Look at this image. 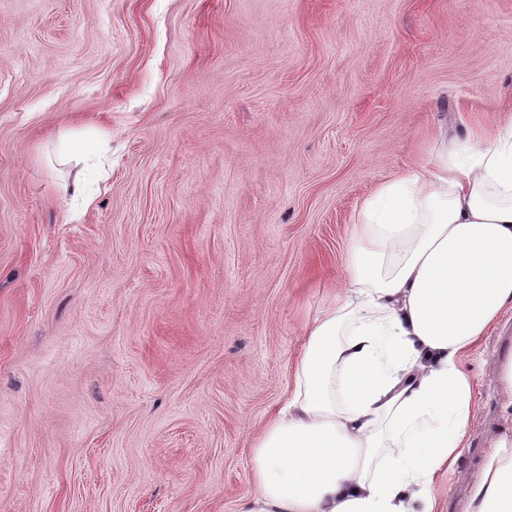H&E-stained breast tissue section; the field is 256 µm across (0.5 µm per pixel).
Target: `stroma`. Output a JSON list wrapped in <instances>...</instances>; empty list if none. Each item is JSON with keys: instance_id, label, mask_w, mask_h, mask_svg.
Listing matches in <instances>:
<instances>
[{"instance_id": "35a3bbf8", "label": "stroma", "mask_w": 512, "mask_h": 512, "mask_svg": "<svg viewBox=\"0 0 512 512\" xmlns=\"http://www.w3.org/2000/svg\"><path fill=\"white\" fill-rule=\"evenodd\" d=\"M511 120L512 0H0V512H234L363 199Z\"/></svg>"}]
</instances>
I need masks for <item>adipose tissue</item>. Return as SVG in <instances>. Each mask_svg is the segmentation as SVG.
<instances>
[{
  "label": "adipose tissue",
  "mask_w": 512,
  "mask_h": 512,
  "mask_svg": "<svg viewBox=\"0 0 512 512\" xmlns=\"http://www.w3.org/2000/svg\"><path fill=\"white\" fill-rule=\"evenodd\" d=\"M366 197L340 293L310 318L237 512H437L473 417L463 368L512 305V122ZM469 512H512V429Z\"/></svg>",
  "instance_id": "1"
}]
</instances>
